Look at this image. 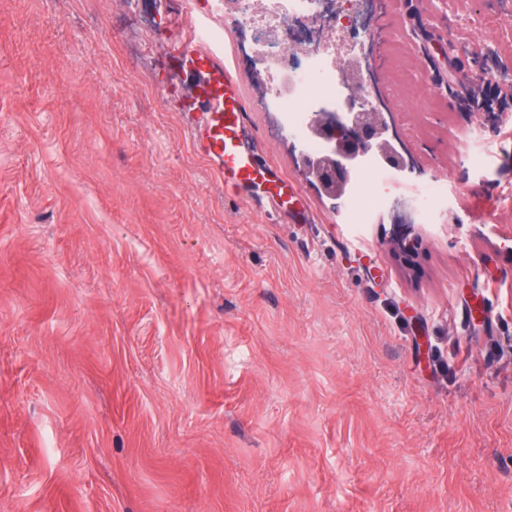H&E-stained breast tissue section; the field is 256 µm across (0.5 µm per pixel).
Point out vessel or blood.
I'll list each match as a JSON object with an SVG mask.
<instances>
[{"instance_id": "b4317fda", "label": "vessel or blood", "mask_w": 512, "mask_h": 512, "mask_svg": "<svg viewBox=\"0 0 512 512\" xmlns=\"http://www.w3.org/2000/svg\"><path fill=\"white\" fill-rule=\"evenodd\" d=\"M199 25L187 26L171 45V55L194 80L195 109L202 118L191 128L195 144L217 166L224 184L245 195L253 205L277 212L290 210L292 219L309 220L310 205L300 188L287 179L255 144H246L243 130L247 104L226 55L204 44Z\"/></svg>"}]
</instances>
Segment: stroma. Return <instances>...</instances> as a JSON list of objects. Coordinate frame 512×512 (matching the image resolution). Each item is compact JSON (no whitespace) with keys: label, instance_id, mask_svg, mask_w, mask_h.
Listing matches in <instances>:
<instances>
[{"label":"stroma","instance_id":"1","mask_svg":"<svg viewBox=\"0 0 512 512\" xmlns=\"http://www.w3.org/2000/svg\"><path fill=\"white\" fill-rule=\"evenodd\" d=\"M387 2L376 92L448 195L408 228L346 223L231 33L314 220L225 190L170 60L207 0H0V512H512V111L481 176L453 104L512 21Z\"/></svg>","mask_w":512,"mask_h":512}]
</instances>
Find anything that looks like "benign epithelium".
Here are the masks:
<instances>
[{
    "instance_id": "1",
    "label": "benign epithelium",
    "mask_w": 512,
    "mask_h": 512,
    "mask_svg": "<svg viewBox=\"0 0 512 512\" xmlns=\"http://www.w3.org/2000/svg\"><path fill=\"white\" fill-rule=\"evenodd\" d=\"M389 130L390 122L382 112L347 116L324 112L314 119L312 132L329 147L321 157L305 159L306 165L329 195L338 199L364 155H375L393 168L404 167L405 158L387 137Z\"/></svg>"
}]
</instances>
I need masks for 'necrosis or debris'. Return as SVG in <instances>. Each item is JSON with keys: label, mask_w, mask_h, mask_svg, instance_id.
Listing matches in <instances>:
<instances>
[{"label": "necrosis or debris", "mask_w": 512, "mask_h": 512, "mask_svg": "<svg viewBox=\"0 0 512 512\" xmlns=\"http://www.w3.org/2000/svg\"><path fill=\"white\" fill-rule=\"evenodd\" d=\"M225 23L237 31L241 54L265 66L266 89L285 133L304 153L326 150L310 125L321 112H366L381 107L373 91L374 61L362 60L378 32L364 18V0H336L325 12L319 0H212ZM416 172L386 167L365 156L348 189V223L368 224L375 212L403 207L413 224L430 221L448 202L431 184L414 195L399 194L400 182L418 180Z\"/></svg>", "instance_id": "1"}]
</instances>
